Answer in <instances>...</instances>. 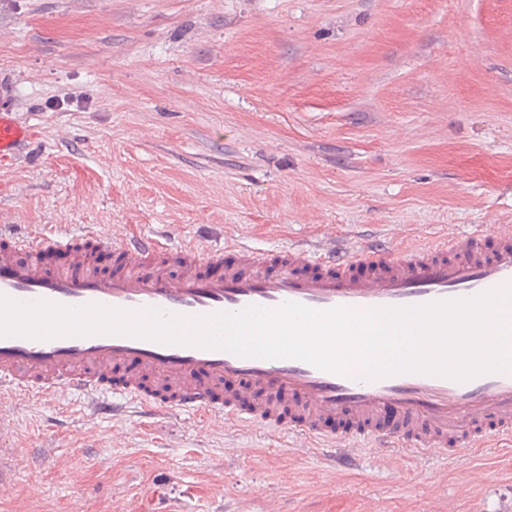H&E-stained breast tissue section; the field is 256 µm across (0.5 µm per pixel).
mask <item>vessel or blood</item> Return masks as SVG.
<instances>
[{
  "label": "vessel or blood",
  "mask_w": 512,
  "mask_h": 512,
  "mask_svg": "<svg viewBox=\"0 0 512 512\" xmlns=\"http://www.w3.org/2000/svg\"><path fill=\"white\" fill-rule=\"evenodd\" d=\"M33 136L1 106L0 167ZM495 235L492 251L477 228L434 245L345 252L249 249L220 235L201 248L130 225L112 238L89 224L0 233V294L187 317L285 302L317 311L420 305L512 282V225H497ZM106 253L112 268L105 273ZM61 393L83 399L97 416L117 417L131 405L140 417L175 412L285 431L340 472L353 469L366 448L405 467L422 456L512 443V374L464 383L418 373L366 380L293 358L119 335L0 337V406Z\"/></svg>",
  "instance_id": "vessel-or-blood-1"
}]
</instances>
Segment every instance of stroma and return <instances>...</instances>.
<instances>
[{"instance_id":"1","label":"stroma","mask_w":512,"mask_h":512,"mask_svg":"<svg viewBox=\"0 0 512 512\" xmlns=\"http://www.w3.org/2000/svg\"><path fill=\"white\" fill-rule=\"evenodd\" d=\"M0 92L36 133L0 168L21 234L220 224L272 249L335 225L352 250L512 224V0H0ZM77 404L0 410V512H512L498 448L406 472L366 450L339 480L285 433L54 422Z\"/></svg>"}]
</instances>
